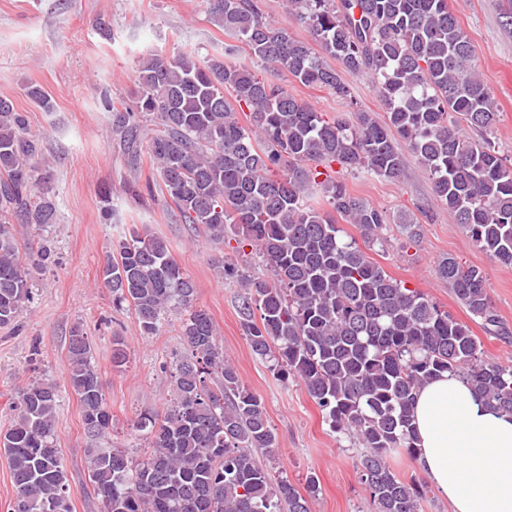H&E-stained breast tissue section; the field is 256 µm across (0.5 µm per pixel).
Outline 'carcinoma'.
<instances>
[{"mask_svg": "<svg viewBox=\"0 0 512 512\" xmlns=\"http://www.w3.org/2000/svg\"><path fill=\"white\" fill-rule=\"evenodd\" d=\"M209 18L249 54L292 80L352 99L345 75L367 78L386 109L351 122L326 119L288 90L224 58L151 54L137 68L134 100L121 110L104 100L112 134L132 167L142 155L158 172L159 191L181 223L215 242L230 234L269 267L240 281L239 313L251 352L282 382L301 381L332 432L356 437L355 468L372 512H420L427 485L401 480L389 459L416 455L413 405L420 387L452 373L486 406L512 413V366L486 356L470 328L417 288L370 260L336 224L356 225L364 243L384 242L387 214L354 196L333 165L377 179L398 178L405 143L432 181L451 223L492 260L512 268V166L486 134L499 121L476 66L471 40L448 0H286L288 23L266 20L257 0H205ZM321 51H316V48ZM334 59L340 68L328 64ZM43 110L49 95L31 85ZM476 131L484 138L471 139ZM41 144L26 115L0 97V214L18 224H47L55 213L36 193ZM54 263L43 244L20 251L11 223L0 222V326H17L32 300L30 266ZM438 276L491 336H512L477 267L442 258ZM112 304L133 305L141 330L154 334L182 316L170 366L174 398L161 416L136 428L150 454L135 463L121 448H94L88 477L103 512H310L317 480L301 494L255 453L278 439L260 397L224 358L210 314L196 306L191 277L166 242L133 226L101 267ZM68 381L90 437L112 428V414L91 364V345L76 327L69 338ZM58 386L17 389L13 425L0 435L15 487L14 512H71L64 464L55 445Z\"/></svg>", "mask_w": 512, "mask_h": 512, "instance_id": "cac0c4a2", "label": "carcinoma"}]
</instances>
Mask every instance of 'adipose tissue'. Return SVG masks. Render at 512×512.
Listing matches in <instances>:
<instances>
[{"mask_svg": "<svg viewBox=\"0 0 512 512\" xmlns=\"http://www.w3.org/2000/svg\"><path fill=\"white\" fill-rule=\"evenodd\" d=\"M414 414L417 468L453 512H512V414L448 373L420 389Z\"/></svg>", "mask_w": 512, "mask_h": 512, "instance_id": "ef3b65f1", "label": "adipose tissue"}]
</instances>
